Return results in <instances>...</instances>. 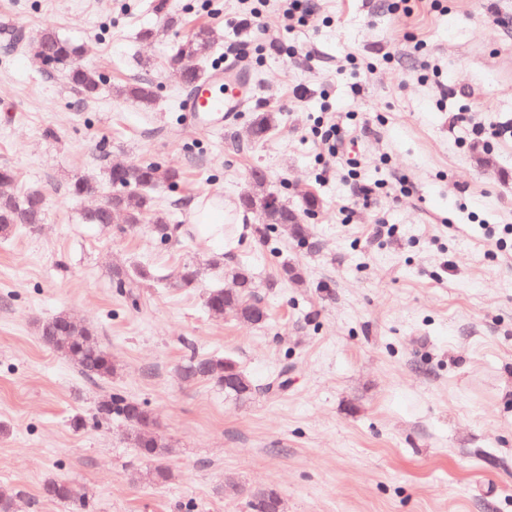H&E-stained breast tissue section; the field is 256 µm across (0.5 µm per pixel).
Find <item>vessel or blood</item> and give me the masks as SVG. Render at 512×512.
<instances>
[{
    "label": "vessel or blood",
    "mask_w": 512,
    "mask_h": 512,
    "mask_svg": "<svg viewBox=\"0 0 512 512\" xmlns=\"http://www.w3.org/2000/svg\"><path fill=\"white\" fill-rule=\"evenodd\" d=\"M248 94V69L240 60L212 68L198 89L189 91L183 109L204 126L220 127L241 110Z\"/></svg>",
    "instance_id": "obj_1"
}]
</instances>
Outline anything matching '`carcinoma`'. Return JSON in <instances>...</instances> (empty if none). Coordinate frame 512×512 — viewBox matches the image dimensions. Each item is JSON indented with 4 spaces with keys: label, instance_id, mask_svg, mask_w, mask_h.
<instances>
[{
    "label": "carcinoma",
    "instance_id": "obj_1",
    "mask_svg": "<svg viewBox=\"0 0 512 512\" xmlns=\"http://www.w3.org/2000/svg\"><path fill=\"white\" fill-rule=\"evenodd\" d=\"M39 40L53 51L54 59L49 66L62 67L68 82L86 95L95 93L99 75L88 67H74L71 62L83 53V49L72 42L59 37L51 30L40 34ZM207 48V39L200 32L189 45L178 48L175 64L178 66L184 84L196 83L204 77L198 66L199 56ZM125 95L143 104L153 99V88L148 82H140L128 87ZM273 117L269 112L257 114L252 121L254 136L266 137L272 127ZM141 174L129 169L112 167L108 171V182L112 186V198L106 210L88 211L83 219L87 224H117L124 232L140 224L150 225L152 235L163 242L172 237L174 228L168 224L167 217L157 211L152 191L157 186L172 184L177 180L175 171L159 162H142L139 164ZM13 170L0 168V232L11 233L19 226L41 224L45 214L40 207L42 193L29 190L20 194L13 193L8 187L14 182ZM266 197L264 177H256L251 183L249 196L240 198L245 208L255 205L259 209ZM278 224L290 226L291 234L302 237L304 225L288 212H275L255 228L258 239L263 240L267 231ZM153 273L146 266L134 269L117 267L113 278L117 286L124 288L150 280ZM238 288L226 293L222 289H213L207 295L206 304L212 310L231 312L237 317L251 323L258 322L256 307L258 302L253 295L254 276L251 268L239 265L232 272ZM43 343L55 353L75 365L89 379H105L112 375L114 367L109 349L103 345L95 328L81 320L66 314H60L46 321L41 328ZM183 378L187 381L207 380L224 389V392L237 399H246L253 395L255 388L245 392L232 389L227 379L235 378L248 381V378L230 360L192 357L182 368ZM117 416L130 424L128 440L139 455L151 463L147 479L155 485H166L174 478L172 469L167 464L170 454L169 443L155 430L153 416L149 409L132 401L121 393H112L99 401L93 422L104 423ZM42 496L70 506L72 512H87L89 502L85 493L76 485L59 479H49L42 485ZM279 496L272 487L252 491L247 501L249 512H265L264 505L271 497Z\"/></svg>",
    "mask_w": 512,
    "mask_h": 512
}]
</instances>
